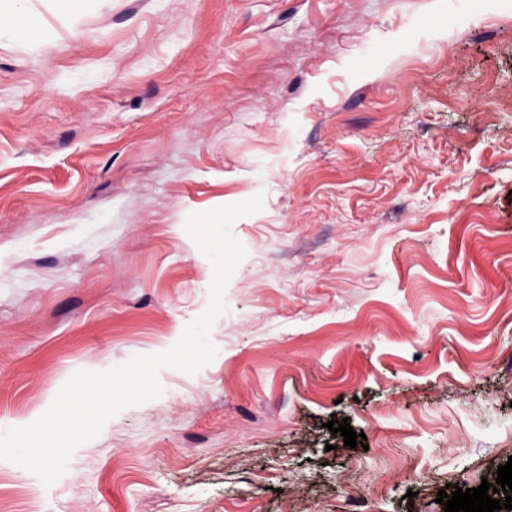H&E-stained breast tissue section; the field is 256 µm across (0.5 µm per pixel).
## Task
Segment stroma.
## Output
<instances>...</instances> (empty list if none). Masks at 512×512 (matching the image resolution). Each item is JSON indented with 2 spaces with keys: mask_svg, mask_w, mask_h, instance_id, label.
<instances>
[{
  "mask_svg": "<svg viewBox=\"0 0 512 512\" xmlns=\"http://www.w3.org/2000/svg\"><path fill=\"white\" fill-rule=\"evenodd\" d=\"M0 33V432L206 307L197 374L0 512H444L512 457V0H21ZM344 418L353 449L325 429Z\"/></svg>",
  "mask_w": 512,
  "mask_h": 512,
  "instance_id": "obj_1",
  "label": "stroma"
}]
</instances>
